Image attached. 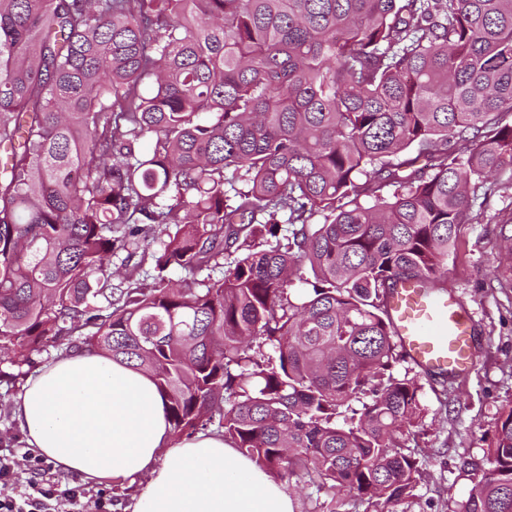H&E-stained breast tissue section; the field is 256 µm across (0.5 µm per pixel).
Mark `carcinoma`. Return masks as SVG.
Here are the masks:
<instances>
[{"label": "carcinoma", "instance_id": "carcinoma-1", "mask_svg": "<svg viewBox=\"0 0 512 512\" xmlns=\"http://www.w3.org/2000/svg\"><path fill=\"white\" fill-rule=\"evenodd\" d=\"M506 169L512 0H0V358L105 353L174 436L397 512L389 297L439 287ZM155 242L152 288L113 283ZM477 476L457 512H512V407Z\"/></svg>", "mask_w": 512, "mask_h": 512}]
</instances>
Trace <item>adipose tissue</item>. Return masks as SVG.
Wrapping results in <instances>:
<instances>
[{"instance_id":"adipose-tissue-1","label":"adipose tissue","mask_w":512,"mask_h":512,"mask_svg":"<svg viewBox=\"0 0 512 512\" xmlns=\"http://www.w3.org/2000/svg\"><path fill=\"white\" fill-rule=\"evenodd\" d=\"M13 416L36 456L83 482L146 476L133 512H294L223 436L174 438L152 378L103 353L71 351L29 376Z\"/></svg>"}]
</instances>
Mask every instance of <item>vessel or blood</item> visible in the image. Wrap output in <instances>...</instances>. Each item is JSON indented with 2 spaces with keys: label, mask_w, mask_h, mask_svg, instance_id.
Listing matches in <instances>:
<instances>
[{
  "label": "vessel or blood",
  "mask_w": 512,
  "mask_h": 512,
  "mask_svg": "<svg viewBox=\"0 0 512 512\" xmlns=\"http://www.w3.org/2000/svg\"><path fill=\"white\" fill-rule=\"evenodd\" d=\"M394 336L422 371L462 378L472 370L473 321L452 291L406 285L390 302Z\"/></svg>",
  "instance_id": "b4317fda"
}]
</instances>
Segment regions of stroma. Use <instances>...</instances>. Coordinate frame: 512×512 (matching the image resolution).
I'll return each instance as SVG.
<instances>
[{
    "mask_svg": "<svg viewBox=\"0 0 512 512\" xmlns=\"http://www.w3.org/2000/svg\"><path fill=\"white\" fill-rule=\"evenodd\" d=\"M479 195L473 220L448 256L445 280L470 312L477 361L471 373L453 380L425 374L408 361L394 364L397 376L416 379L421 413L405 444L419 462L416 488L398 512H456L475 484L494 439L498 418L512 405V180L491 179ZM64 350L50 341L27 362L0 363V441L24 447L12 405L27 377ZM146 478L113 485L85 484L89 496L111 504V512H131Z\"/></svg>",
    "mask_w": 512,
    "mask_h": 512,
    "instance_id": "1",
    "label": "stroma"
}]
</instances>
